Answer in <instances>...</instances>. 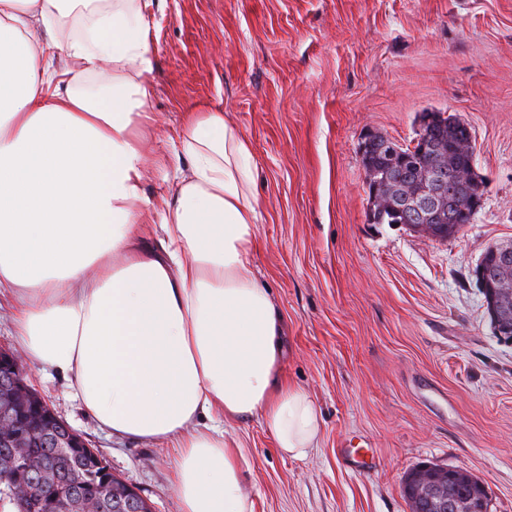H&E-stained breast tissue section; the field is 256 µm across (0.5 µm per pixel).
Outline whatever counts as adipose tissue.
Listing matches in <instances>:
<instances>
[{"mask_svg":"<svg viewBox=\"0 0 512 512\" xmlns=\"http://www.w3.org/2000/svg\"><path fill=\"white\" fill-rule=\"evenodd\" d=\"M77 0H0V291L24 357L68 377L109 435L177 451L179 512H253L230 421L260 419L282 455L317 447L322 416L283 373L281 317L256 278L249 142L218 107L184 113L186 172L154 212L148 144L152 0H113L60 41ZM72 61L41 77L42 56ZM100 75L102 98L80 88Z\"/></svg>","mask_w":512,"mask_h":512,"instance_id":"obj_1","label":"adipose tissue"}]
</instances>
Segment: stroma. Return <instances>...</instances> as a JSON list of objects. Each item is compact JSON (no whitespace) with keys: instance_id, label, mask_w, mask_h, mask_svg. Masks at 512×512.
<instances>
[{"instance_id":"stroma-1","label":"stroma","mask_w":512,"mask_h":512,"mask_svg":"<svg viewBox=\"0 0 512 512\" xmlns=\"http://www.w3.org/2000/svg\"><path fill=\"white\" fill-rule=\"evenodd\" d=\"M153 203L186 159L171 139L195 104L249 140L258 202L253 270L283 316L289 381L320 406L318 448L281 456L260 419L226 424L255 512H410L423 464L483 484L512 512V343L471 270L512 239V0H154ZM472 128L486 180L471 224L438 240L367 221L366 131L411 144L419 113ZM27 382L153 512H178L174 451L109 436L73 387Z\"/></svg>"}]
</instances>
